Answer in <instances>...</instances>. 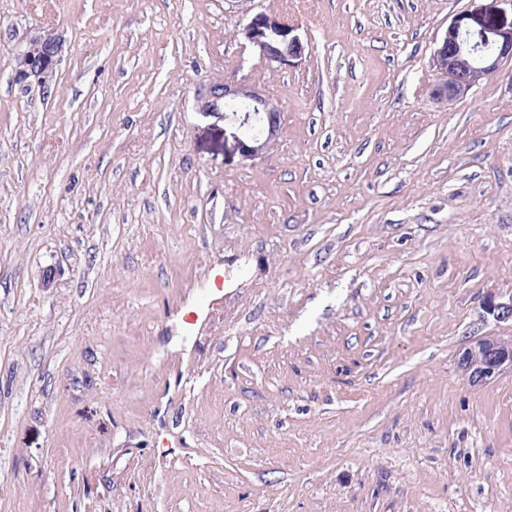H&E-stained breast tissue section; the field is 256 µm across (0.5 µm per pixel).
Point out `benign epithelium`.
I'll return each mask as SVG.
<instances>
[{"label":"benign epithelium","instance_id":"benign-epithelium-1","mask_svg":"<svg viewBox=\"0 0 512 512\" xmlns=\"http://www.w3.org/2000/svg\"><path fill=\"white\" fill-rule=\"evenodd\" d=\"M242 34L273 71L302 57L305 51L298 37L289 36L288 24L264 12L249 17ZM61 52L60 40L51 33L30 37L19 57L15 83L47 89ZM433 60L443 76V82L434 89L436 100L451 103L498 72L506 61H512V22L480 11L459 15L448 25ZM197 106L206 114L223 113L235 124L234 147L244 158L266 153L276 141L280 106L254 84L217 78L198 94ZM483 311L497 321L512 319V297L506 301L490 298L484 302ZM457 367L472 386L512 372V338L481 336L470 341L460 350Z\"/></svg>","mask_w":512,"mask_h":512}]
</instances>
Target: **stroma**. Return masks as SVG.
Returning <instances> with one entry per match:
<instances>
[{"instance_id": "1", "label": "stroma", "mask_w": 512, "mask_h": 512, "mask_svg": "<svg viewBox=\"0 0 512 512\" xmlns=\"http://www.w3.org/2000/svg\"><path fill=\"white\" fill-rule=\"evenodd\" d=\"M470 11L512 0H0V512H512V373L457 369L512 336V63L433 96ZM220 75L282 107L259 158ZM242 34L273 71L288 65L290 59L301 58L305 51L298 37H289L288 24L264 12L249 17ZM62 44L51 33L36 34L29 38L20 54L14 81L22 87H39L43 92L55 76ZM198 112L224 114L235 124L234 147L244 158L266 153L276 141L281 109L255 84L217 78L198 94ZM259 126L257 133L250 127ZM457 367L472 386L512 372V337L481 336L470 341L460 350Z\"/></svg>"}]
</instances>
